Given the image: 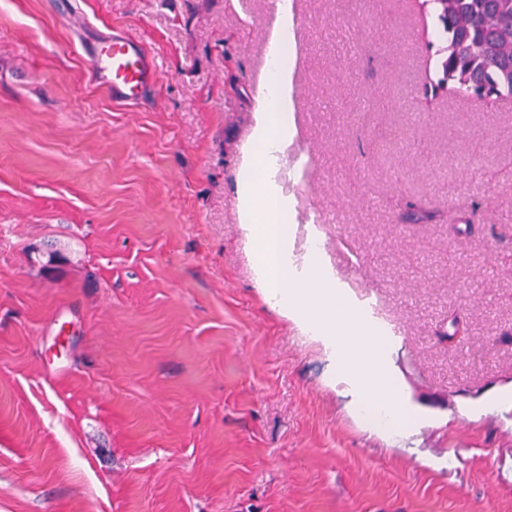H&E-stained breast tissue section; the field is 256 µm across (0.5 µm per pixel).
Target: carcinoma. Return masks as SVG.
Segmentation results:
<instances>
[{
  "mask_svg": "<svg viewBox=\"0 0 512 512\" xmlns=\"http://www.w3.org/2000/svg\"><path fill=\"white\" fill-rule=\"evenodd\" d=\"M445 43L441 83L493 103L512 98V0H431Z\"/></svg>",
  "mask_w": 512,
  "mask_h": 512,
  "instance_id": "carcinoma-1",
  "label": "carcinoma"
}]
</instances>
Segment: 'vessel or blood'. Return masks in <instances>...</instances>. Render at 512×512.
Wrapping results in <instances>:
<instances>
[{
	"mask_svg": "<svg viewBox=\"0 0 512 512\" xmlns=\"http://www.w3.org/2000/svg\"><path fill=\"white\" fill-rule=\"evenodd\" d=\"M88 57L96 82L116 102L144 103L156 86L159 68L154 56L129 35L101 38Z\"/></svg>",
	"mask_w": 512,
	"mask_h": 512,
	"instance_id": "b4317fda",
	"label": "vessel or blood"
}]
</instances>
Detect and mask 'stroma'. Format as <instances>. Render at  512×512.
Here are the masks:
<instances>
[{
    "label": "stroma",
    "instance_id": "obj_1",
    "mask_svg": "<svg viewBox=\"0 0 512 512\" xmlns=\"http://www.w3.org/2000/svg\"><path fill=\"white\" fill-rule=\"evenodd\" d=\"M279 24L271 0H0V512H512V100L441 87L429 0H294L261 170ZM115 30L160 65L144 104L90 74ZM259 181L295 274L384 339L397 429L350 409L306 321L328 304L265 295ZM416 202L436 218L399 223ZM283 4H278L279 12L282 15L283 23L280 29L274 33L271 47V59L269 61V71L271 79L259 87L257 95L259 99H263L264 103L269 99H279L282 104V112H291L290 108V89L288 86V59L281 61V53H278L279 41L285 26L289 24L291 16L290 1L285 0Z\"/></svg>",
    "mask_w": 512,
    "mask_h": 512
}]
</instances>
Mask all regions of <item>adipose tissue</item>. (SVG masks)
Wrapping results in <instances>:
<instances>
[{"label": "adipose tissue", "mask_w": 512, "mask_h": 512, "mask_svg": "<svg viewBox=\"0 0 512 512\" xmlns=\"http://www.w3.org/2000/svg\"><path fill=\"white\" fill-rule=\"evenodd\" d=\"M276 210L274 198L262 188H255L247 229L256 246L257 261L262 272V287L268 295L279 297L284 309L298 314L307 299L314 295L315 281L309 276L296 279L287 261L283 260L287 227L276 223ZM311 326L328 339L342 338L344 347L339 356L342 369L360 385L367 401L376 404L387 414H396L398 401L386 385L384 369L378 365L385 349L383 339L375 337L368 342L358 343L353 337H340L335 322L329 319L314 320Z\"/></svg>", "instance_id": "adipose-tissue-1"}]
</instances>
